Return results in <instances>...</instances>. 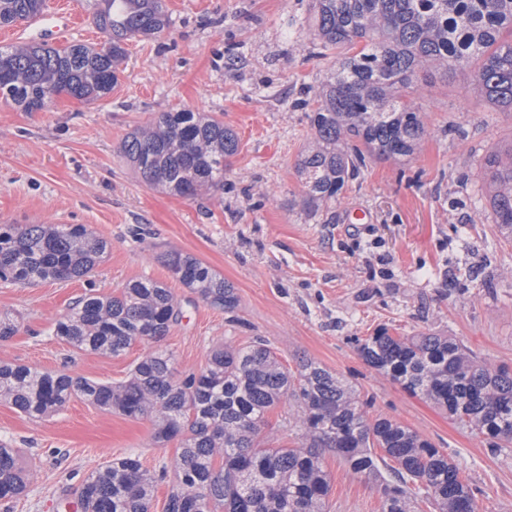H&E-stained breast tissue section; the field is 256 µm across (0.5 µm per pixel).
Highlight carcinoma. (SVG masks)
Instances as JSON below:
<instances>
[{
  "label": "carcinoma",
  "mask_w": 512,
  "mask_h": 512,
  "mask_svg": "<svg viewBox=\"0 0 512 512\" xmlns=\"http://www.w3.org/2000/svg\"><path fill=\"white\" fill-rule=\"evenodd\" d=\"M100 46L58 48L22 42L0 46V101L25 112L56 98L108 95L118 83L126 42L168 25L162 0H99ZM44 0H0V27L40 14ZM312 44L338 51L309 115L311 143L297 161L303 207L314 213L336 201L367 161L412 156L433 134L413 102L420 79L435 71L470 70L480 97L512 112V0H312ZM141 180L174 195L224 190V169L237 135L202 112H160L123 142ZM482 189L493 223L512 243V140L484 159ZM110 243L84 224H0V280L35 284L88 278ZM170 276L211 307L239 306L232 285L199 258L167 255ZM181 314L167 284L140 278L118 295L91 290L54 324L77 350L120 357L136 344H156L120 383L65 371L0 364V400L40 418L73 397L130 419L149 418L158 443L176 440V482L165 512H326L330 476L325 455L376 485L383 512H413L419 499L437 512H479L460 468L427 438L387 416L352 384L300 359L289 370L264 341L213 348L206 366L183 373L161 347ZM359 356L410 396L448 412L494 449L512 444V369L495 366L450 336H392L382 328L357 339ZM289 408L283 428L298 446L261 447L267 415ZM164 477L138 457L92 470L78 494L82 512H151ZM18 451L0 444V499L25 492Z\"/></svg>",
  "instance_id": "cac0c4a2"
}]
</instances>
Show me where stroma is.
<instances>
[{
    "label": "stroma",
    "mask_w": 512,
    "mask_h": 512,
    "mask_svg": "<svg viewBox=\"0 0 512 512\" xmlns=\"http://www.w3.org/2000/svg\"><path fill=\"white\" fill-rule=\"evenodd\" d=\"M77 18L68 40L100 44L94 0H46ZM169 26L126 45L107 97L67 96L44 112L0 102V222L85 224L111 244L91 281L20 286L0 282V312L17 323L0 362L65 369L110 383L126 379L146 346L112 358L52 336L54 322L89 289L119 294L132 280L171 283L157 255L188 253L224 276L234 313L171 283L183 315L162 341L179 371L203 368L211 346L266 341L286 367L307 356L351 380L372 414L396 419L441 448L478 491L480 512H512V463L368 367L356 338L450 336L479 357L512 366V243L498 237L480 182L484 156L512 139V112L471 91L469 71L438 75L416 102L432 130L409 159L368 162L335 204L309 214L296 163L310 137L303 90L335 61L311 44V0H165ZM189 108L236 132L239 150L224 189L182 197L140 182L122 152L132 131L159 112ZM371 215L349 224L350 208ZM149 420L108 413L74 398L43 418L0 400V440L31 473L0 512H63L99 464L139 456L164 471L152 512L175 481L176 443L152 439ZM328 512H383L374 485L335 455Z\"/></svg>",
    "instance_id": "stroma-1"
}]
</instances>
